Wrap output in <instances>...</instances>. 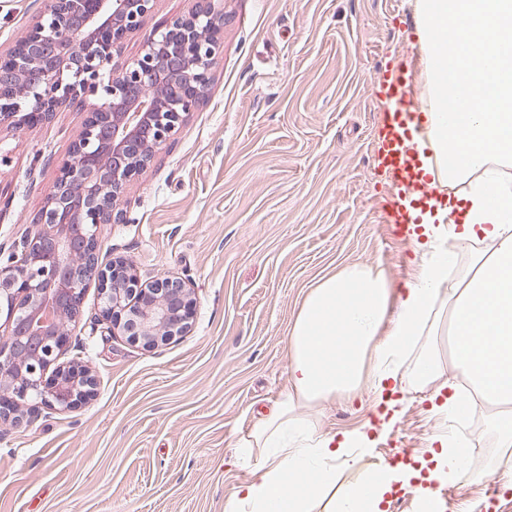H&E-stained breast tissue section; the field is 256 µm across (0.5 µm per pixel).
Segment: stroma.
<instances>
[{
	"label": "stroma",
	"instance_id": "obj_1",
	"mask_svg": "<svg viewBox=\"0 0 512 512\" xmlns=\"http://www.w3.org/2000/svg\"><path fill=\"white\" fill-rule=\"evenodd\" d=\"M50 0H0L7 53ZM198 0H157L115 67L132 61ZM223 49L205 97L147 174L126 189L127 221L97 229L102 262L124 257L140 279L182 278L194 292L192 330L151 347L108 332L95 284L63 348L89 367L97 393L69 411L41 408L30 425L0 422V512H224L249 480L236 444L288 385L290 329L309 292L349 264L412 273L407 241L378 222L371 87L386 62L418 59L414 0H215ZM86 112L0 125V252L35 230ZM393 433L375 437L367 468L401 448H427L442 419L409 393ZM371 398L325 405L331 432L361 429ZM487 415L450 425L478 454L482 483L436 487L443 512H485L487 487L512 512Z\"/></svg>",
	"mask_w": 512,
	"mask_h": 512
}]
</instances>
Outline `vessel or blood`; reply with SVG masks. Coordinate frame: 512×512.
Listing matches in <instances>:
<instances>
[{
    "label": "vessel or blood",
    "mask_w": 512,
    "mask_h": 512,
    "mask_svg": "<svg viewBox=\"0 0 512 512\" xmlns=\"http://www.w3.org/2000/svg\"><path fill=\"white\" fill-rule=\"evenodd\" d=\"M414 69L408 61L394 62L386 66L381 80L372 88L380 110L373 163L389 189L379 220L394 235L405 239L418 231L429 201L441 196L438 185L424 174L417 149L415 119L419 105L413 95Z\"/></svg>",
    "instance_id": "1"
}]
</instances>
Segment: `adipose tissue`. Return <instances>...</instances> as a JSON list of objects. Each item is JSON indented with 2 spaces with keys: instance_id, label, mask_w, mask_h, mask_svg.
I'll return each mask as SVG.
<instances>
[{
  "instance_id": "ef3b65f1",
  "label": "adipose tissue",
  "mask_w": 512,
  "mask_h": 512,
  "mask_svg": "<svg viewBox=\"0 0 512 512\" xmlns=\"http://www.w3.org/2000/svg\"><path fill=\"white\" fill-rule=\"evenodd\" d=\"M415 16L426 171L467 190L426 213L404 290L373 264L345 266L310 290L289 336V385L238 442L252 477L224 512H385L396 488L426 497L430 482L468 469L470 448L438 434L428 472L383 461L336 489L337 465H353L370 440L326 431L320 410L366 394L379 403L391 387L429 392L446 420L467 404L489 409L498 467L512 474V0H415ZM450 34L451 59L441 50ZM460 257L466 266L449 275ZM450 370L468 383L467 402L449 393Z\"/></svg>"
}]
</instances>
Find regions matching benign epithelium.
Listing matches in <instances>:
<instances>
[{
  "mask_svg": "<svg viewBox=\"0 0 512 512\" xmlns=\"http://www.w3.org/2000/svg\"><path fill=\"white\" fill-rule=\"evenodd\" d=\"M156 0H52L14 51L0 56V122L47 120L60 101L89 117L70 154L59 160L36 231L0 263V420L32 423L43 405L70 410L97 390L81 363L58 362L69 324L81 315L85 286L101 293V316L127 339L151 346L190 330L192 291L177 277L141 281L123 259L99 260L101 224L125 223L126 185L151 154L174 139L209 83L222 51L221 20L211 0L176 17L120 70L114 54L155 8ZM82 43L65 53L73 31Z\"/></svg>",
  "mask_w": 512,
  "mask_h": 512,
  "instance_id": "obj_1",
  "label": "benign epithelium"
}]
</instances>
